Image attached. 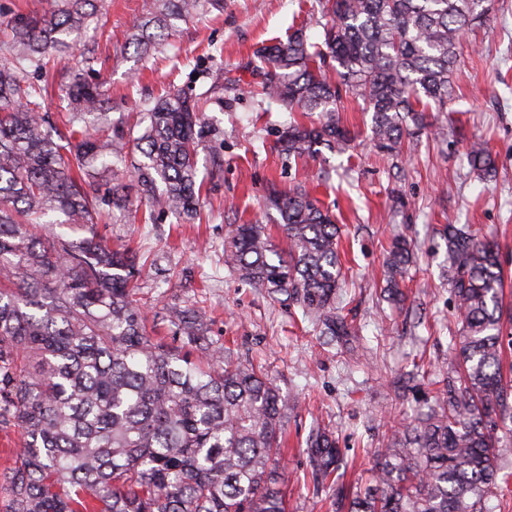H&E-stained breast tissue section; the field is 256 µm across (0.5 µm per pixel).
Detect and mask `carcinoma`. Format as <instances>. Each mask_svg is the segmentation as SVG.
Masks as SVG:
<instances>
[{
  "instance_id": "carcinoma-1",
  "label": "carcinoma",
  "mask_w": 512,
  "mask_h": 512,
  "mask_svg": "<svg viewBox=\"0 0 512 512\" xmlns=\"http://www.w3.org/2000/svg\"><path fill=\"white\" fill-rule=\"evenodd\" d=\"M101 0H52L39 16L8 21L0 57V431L22 436L0 473V512H288L279 476L285 405L279 388L224 353L208 336L206 312L178 303L151 310L140 297L137 254L94 230L102 206L126 209L124 181L150 213L200 216L197 155L206 132L198 100L181 89L145 104L134 135L129 116L112 120L101 84L61 64L90 28ZM323 39L298 29L264 48L258 93L291 117L278 131L282 156L308 163L343 153L353 136L341 122L342 92L372 111L374 145L398 157L404 137L426 125V108L448 111L464 30L487 21L488 0H320ZM224 0H152L131 40L160 44L175 22ZM52 73L68 113L59 132L43 112ZM142 160L123 166L125 149ZM470 169L496 175V159L469 144ZM265 208L279 215L282 253L265 224H231L224 263L252 288L285 294L316 316L322 334L346 332L336 316L342 278L340 228L302 188H274ZM448 282L461 336L449 348L457 368L436 405L393 430L377 451L372 484L336 487L335 512H489L508 480L512 379L504 374L512 310L503 304L497 246L448 224ZM410 243L394 238L388 292L402 298ZM312 473L339 469L331 429L309 439Z\"/></svg>"
}]
</instances>
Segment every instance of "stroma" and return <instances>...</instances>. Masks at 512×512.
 <instances>
[{"label": "stroma", "mask_w": 512, "mask_h": 512, "mask_svg": "<svg viewBox=\"0 0 512 512\" xmlns=\"http://www.w3.org/2000/svg\"><path fill=\"white\" fill-rule=\"evenodd\" d=\"M105 2L103 28L85 37L97 63L86 67L77 56L69 65L87 81L104 84L121 112L137 111L140 100L156 99L171 83L202 93L219 72L256 83L259 50L287 41L299 28L313 41L321 33L319 0H224L223 11L179 23L162 50L144 54L129 33L147 0ZM489 9V21L460 41L447 111L430 112L428 128L407 138L401 157L373 147L371 114L350 95L340 117L355 136L352 148L326 153L321 163L290 164L273 148L288 110L228 88L223 105L206 108L212 134L198 157L205 181L200 220L186 223L160 213L141 224L116 211L97 226L111 243L129 244L148 262L141 284L151 310L171 301L205 306L213 341L262 365L278 386L288 432L280 470L291 512H333L337 483L368 482L390 426L434 404L436 382L450 367L448 343L460 329L442 275L443 225L468 224L496 239L504 300L512 305V0H490ZM476 139L497 162L488 181L467 163V148ZM216 152L224 160L217 178L210 163ZM324 166L333 170L325 182L319 177ZM298 185L335 213L341 229L345 281L336 305L351 330L346 341H327L320 323L295 300L242 284L224 263L228 225L266 223L269 190ZM397 234L407 236L414 253L400 304L383 292V262ZM323 424L334 427L345 465L338 478L318 486L306 441Z\"/></svg>", "instance_id": "obj_1"}]
</instances>
